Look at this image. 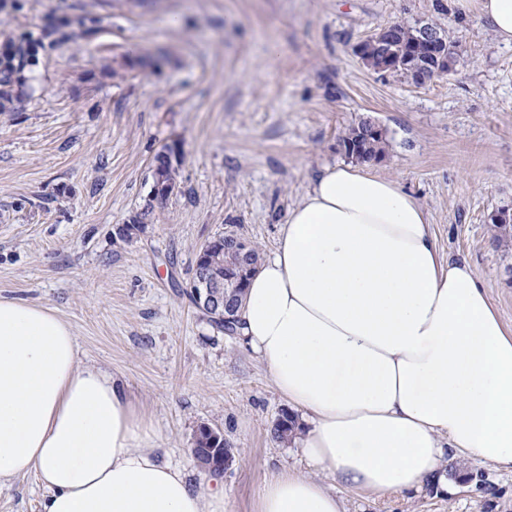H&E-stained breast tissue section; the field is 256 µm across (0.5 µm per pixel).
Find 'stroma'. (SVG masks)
<instances>
[{"label": "stroma", "instance_id": "35a3bbf8", "mask_svg": "<svg viewBox=\"0 0 512 512\" xmlns=\"http://www.w3.org/2000/svg\"><path fill=\"white\" fill-rule=\"evenodd\" d=\"M65 18L69 41L38 50L0 112V297L63 318L80 361L121 381L189 482L210 477L191 453L200 428L223 432L224 512H258L264 479L306 463L271 434L288 403L264 365L187 296L197 256L230 231L270 256L360 119L387 131L374 172L424 206L442 253L474 267L512 327V247L490 221L512 206V44L475 13L456 0H15L0 44ZM396 20L449 33L452 70L416 87L366 67L354 46ZM169 146L176 187L161 202L152 161ZM459 472L448 495L336 493L345 512H512L511 471L470 459ZM43 496L17 477L0 512H41Z\"/></svg>", "mask_w": 512, "mask_h": 512}]
</instances>
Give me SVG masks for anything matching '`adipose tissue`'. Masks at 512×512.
Wrapping results in <instances>:
<instances>
[{
    "label": "adipose tissue",
    "instance_id": "ef3b65f1",
    "mask_svg": "<svg viewBox=\"0 0 512 512\" xmlns=\"http://www.w3.org/2000/svg\"><path fill=\"white\" fill-rule=\"evenodd\" d=\"M512 44V0H459ZM304 422L305 458L378 497L447 487L451 462L512 471V330L477 272L442 258L422 205L353 164L324 168L252 274L237 328ZM51 310L0 298V483L35 474L42 512H224L192 487ZM258 512H343L323 482L266 478Z\"/></svg>",
    "mask_w": 512,
    "mask_h": 512
}]
</instances>
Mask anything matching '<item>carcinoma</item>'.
Returning <instances> with one entry per match:
<instances>
[{"mask_svg": "<svg viewBox=\"0 0 512 512\" xmlns=\"http://www.w3.org/2000/svg\"><path fill=\"white\" fill-rule=\"evenodd\" d=\"M389 29L391 30L390 39H381L374 32L360 45L361 60L376 72L389 73L406 79L408 78L406 67L408 60H425L432 57L435 51L450 58L455 54L456 42L443 30L440 31L443 42L431 47L415 39V26L412 24L395 21L389 25ZM10 44L12 55L0 67V112L14 104V75L22 71L36 53L34 46L30 43L12 40ZM340 143L346 157L360 158L365 164H378L384 161L388 154L386 132L370 117L362 118L348 128L340 138ZM490 221L497 229L500 239L512 241V208L504 206L498 209L491 215ZM211 243L212 247L204 253V256L209 258L210 275L218 281L234 285L237 303L243 304L247 281L259 261L255 244L249 243V254L242 258L224 249L222 235L211 239ZM293 424L294 421L288 412H282L272 429L273 437L282 442L292 440ZM196 447L201 453L214 448L231 451V445L224 439V434L205 428L200 429Z\"/></svg>", "mask_w": 512, "mask_h": 512, "instance_id": "obj_1", "label": "carcinoma"}]
</instances>
